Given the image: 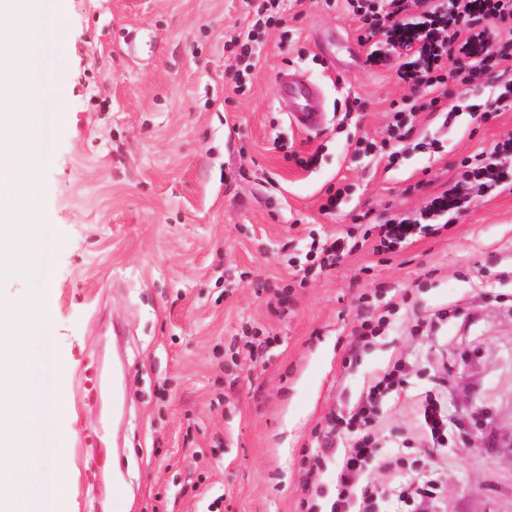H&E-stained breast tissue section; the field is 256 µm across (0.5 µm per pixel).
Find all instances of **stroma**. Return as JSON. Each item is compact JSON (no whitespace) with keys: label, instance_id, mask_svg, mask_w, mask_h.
I'll return each instance as SVG.
<instances>
[{"label":"stroma","instance_id":"stroma-1","mask_svg":"<svg viewBox=\"0 0 512 512\" xmlns=\"http://www.w3.org/2000/svg\"><path fill=\"white\" fill-rule=\"evenodd\" d=\"M58 7L61 36L37 25L32 36L66 77L37 193L51 226L43 308L68 375L54 431L69 512H299L319 432L409 354L417 372L385 399L384 423L410 426L420 393L442 390L449 445L407 449L402 479L417 480L423 462L436 471L427 512H512V192L479 197L394 255L362 246L356 220L420 213L462 158L512 137V107L486 122L460 112L450 129L442 113L418 112L412 148L390 164L355 146L388 138L405 90L367 63L342 5L283 0L286 24L263 29L244 95L225 75L239 66L229 45L248 24L245 0ZM286 67L322 85L320 130L296 128L279 105ZM341 183L350 194L321 213ZM340 233L357 247L334 267L287 266L311 238ZM373 293L415 304L427 322L415 337L404 323L386 332L344 370L360 297ZM440 308L447 323L430 319ZM258 334L274 344L248 352ZM97 358L114 393L91 402L83 373ZM102 420L111 439L95 450L81 436Z\"/></svg>","mask_w":512,"mask_h":512}]
</instances>
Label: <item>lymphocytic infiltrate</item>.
Masks as SVG:
<instances>
[{"label": "lymphocytic infiltrate", "mask_w": 512, "mask_h": 512, "mask_svg": "<svg viewBox=\"0 0 512 512\" xmlns=\"http://www.w3.org/2000/svg\"><path fill=\"white\" fill-rule=\"evenodd\" d=\"M358 21L359 43L366 46V61L373 66H392L407 95L392 101L389 140L399 143L411 131L415 114L423 107L445 108L454 118L462 107L459 97L483 88L490 70L512 68V0H346ZM416 12L417 21L402 16ZM280 0H257L256 22L235 40L243 69L228 77L235 93L248 89L247 76L253 66V44L262 25L281 24ZM391 46L382 53L380 44ZM455 82L457 92L446 91ZM462 172L448 190L433 197L418 217L390 218L370 223L363 237L376 255L396 253L412 244L425 227L449 224L466 213L481 193L512 190V138L490 151H479L461 162ZM368 315L355 332L354 346L343 359L344 368L357 365L376 338L398 319L396 304L372 298ZM413 360L401 356L374 373L357 402L339 415L305 460L309 477L326 471L336 473L335 494L321 503L320 490L306 486L300 512H379V493L368 471H400L406 464L399 450H383L379 438L380 409L386 396L409 383ZM414 429L430 448L448 445V405L440 392L427 391L415 409Z\"/></svg>", "instance_id": "obj_1"}]
</instances>
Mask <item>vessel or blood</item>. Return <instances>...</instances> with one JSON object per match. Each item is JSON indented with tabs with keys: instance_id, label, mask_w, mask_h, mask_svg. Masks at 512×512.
Here are the masks:
<instances>
[{
	"instance_id": "obj_1",
	"label": "vessel or blood",
	"mask_w": 512,
	"mask_h": 512,
	"mask_svg": "<svg viewBox=\"0 0 512 512\" xmlns=\"http://www.w3.org/2000/svg\"><path fill=\"white\" fill-rule=\"evenodd\" d=\"M278 96L287 100L288 119L295 127L311 131L323 125L325 114L321 109V88L300 70L280 72Z\"/></svg>"
}]
</instances>
